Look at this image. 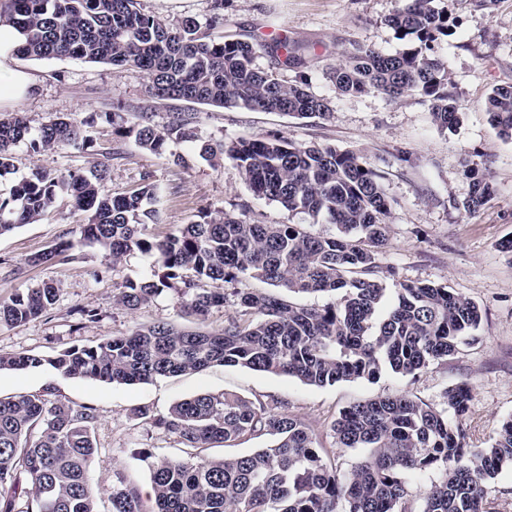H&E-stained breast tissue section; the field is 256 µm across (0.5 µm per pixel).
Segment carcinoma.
<instances>
[{
    "instance_id": "cac0c4a2",
    "label": "carcinoma",
    "mask_w": 512,
    "mask_h": 512,
    "mask_svg": "<svg viewBox=\"0 0 512 512\" xmlns=\"http://www.w3.org/2000/svg\"><path fill=\"white\" fill-rule=\"evenodd\" d=\"M26 36L18 48L30 60L69 58L130 67L148 80L157 100H180L219 108L280 112L298 119H327L332 101L314 95L300 74L288 81L279 67L301 61L302 47L224 37L216 41L186 17L169 23L137 7V0H0V20ZM411 48L383 54L358 46L327 75L341 95L378 93L391 100L417 96L440 128L460 123L461 113L447 63L434 43L453 34L448 14L435 0H396L386 19ZM276 65L255 64L259 53ZM486 112L500 135L512 138V83L495 87ZM129 127L137 144L163 153L171 142H190L200 157H226L259 198L313 223L336 228L313 233L301 224H264L247 214L201 212L199 220L163 239L147 234L157 188L144 184L113 196L104 189L106 170L53 176L42 170L12 182L0 198V235L40 219L60 194L73 197L86 213L77 238L30 259L45 263L86 244L103 249L112 263L138 251L158 254L163 271L125 284L119 304L138 310L166 289L185 298L188 314L203 322L228 303L236 316L218 331L177 329L166 323L137 327L92 346H73L52 357L1 354L0 370L48 365L69 378L107 384L147 383L213 364L242 366L287 375L324 387L354 379L375 380L385 369L419 376L445 361L476 330L481 311L446 285L401 284L384 318L379 307L386 287L377 278V258L388 240L390 203L383 175L363 157L330 145L296 144L284 137L200 141L191 126L194 112H172L165 125L144 115ZM25 143L35 152L88 149L81 128L64 119L32 128L21 115L0 119V178L14 171V150ZM470 193L464 211L480 208L491 185L466 165ZM247 275L274 288L254 292L233 287ZM221 281L230 291L203 284ZM294 294L332 293L321 307L283 299ZM57 288L43 283L0 301V325H19L48 311ZM471 389L444 393L438 409L407 395L356 402L332 424L341 448H366L351 470H341L317 446L309 427L281 407L255 403L236 393L198 394L151 417L155 427L176 436L189 458L152 457L153 512H414L408 479L434 474L419 487V512H493L489 481L512 467V418L504 421L488 448L467 447L461 418ZM453 410L455 419L448 418ZM91 409L49 395L0 399V512H98L89 480L96 449ZM275 437L267 448L207 458L215 445L231 448L244 440ZM28 479L18 492V477ZM111 512H145L140 495L117 476L109 495Z\"/></svg>"
}]
</instances>
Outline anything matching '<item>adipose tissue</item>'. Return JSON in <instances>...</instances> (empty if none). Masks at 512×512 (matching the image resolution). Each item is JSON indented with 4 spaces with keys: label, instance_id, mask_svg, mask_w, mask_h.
<instances>
[{
    "label": "adipose tissue",
    "instance_id": "1",
    "mask_svg": "<svg viewBox=\"0 0 512 512\" xmlns=\"http://www.w3.org/2000/svg\"><path fill=\"white\" fill-rule=\"evenodd\" d=\"M23 41L21 32L0 22V108L12 107L29 97L36 86L35 77L21 65L17 49Z\"/></svg>",
    "mask_w": 512,
    "mask_h": 512
}]
</instances>
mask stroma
I'll return each mask as SVG.
<instances>
[{
	"label": "stroma",
	"instance_id": "1",
	"mask_svg": "<svg viewBox=\"0 0 512 512\" xmlns=\"http://www.w3.org/2000/svg\"><path fill=\"white\" fill-rule=\"evenodd\" d=\"M139 3L144 11L171 22L196 18L218 40L227 35L260 39L285 34L303 47L305 60L301 69L285 70V79L305 74L311 92L332 100V115L326 120L297 119L276 112L154 101L146 78L130 68L28 59L24 65L35 75L37 89L16 105V112L34 128L59 117L84 125L93 146L41 153L25 144L17 146L14 175L0 179V196L7 195L12 178L37 167L61 175L100 165L108 171L105 186L112 194L146 183L157 186V218L147 229L157 239L195 221L201 211L235 213L243 205L266 224H305L308 216L256 197L233 161L210 165L193 156L188 142L170 145L164 154L153 153L141 148L133 135L116 133L98 115L145 108L153 123L162 126L169 113L192 110L197 114L194 133L203 141L275 135L298 144H328L359 153L383 175L392 204L388 241L377 268L386 286L383 305L391 304L400 284H445L476 302L482 321L458 353L431 364L416 378L386 370L374 381L316 387L284 375L215 364L197 373L125 385L68 378L45 365L0 370V398L48 392L92 408L98 451L90 478L99 490V512L109 508L116 474H123L127 485L145 498L151 491L149 456L185 455L175 436L159 431L150 418L135 416V408L163 415L175 402L201 393L230 391L256 403L284 404L289 414L308 425L337 466L348 470L367 451L338 447L330 425L342 409L383 394L408 395L438 407L445 390L466 384L471 388L464 422L469 444L490 447L500 423L512 417V254L500 248L502 240L512 237V140L500 137L491 126L484 102L495 86L512 83V0H497L489 9L476 7L474 0H436L455 25L454 35L435 46L447 63L462 112L459 125L451 129L434 125L427 105L417 97L342 96L327 76L328 68L352 45L385 54L405 50V43L384 22L395 0H224L220 9L214 0ZM177 153L187 156V165L174 163ZM466 158L486 170L493 186L491 197L473 213L462 208L470 192L462 167ZM85 219L72 198L62 194L39 221L0 236V301L44 282L59 288L55 305L41 317L0 325V354L46 358L142 324L194 326V319L184 313L183 296L173 289L135 311L116 304L127 281L161 271L159 258L135 251L115 265L101 248L87 245L51 262L31 264V257L77 237ZM83 308L94 310L95 318L81 317Z\"/></svg>",
	"mask_w": 512,
	"mask_h": 512
}]
</instances>
